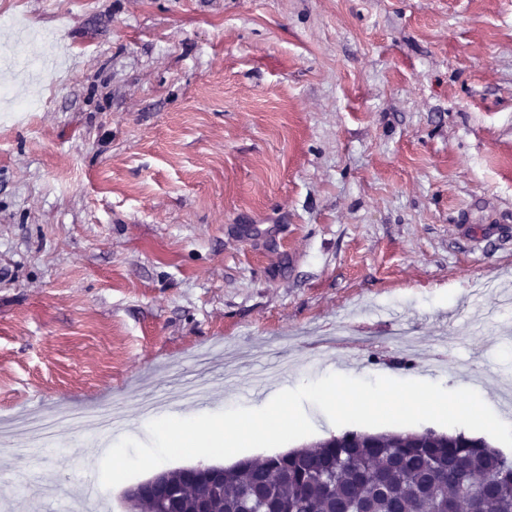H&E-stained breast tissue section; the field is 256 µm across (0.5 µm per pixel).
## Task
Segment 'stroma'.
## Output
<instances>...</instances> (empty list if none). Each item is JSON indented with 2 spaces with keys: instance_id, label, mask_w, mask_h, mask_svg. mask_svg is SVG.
I'll use <instances>...</instances> for the list:
<instances>
[{
  "instance_id": "obj_1",
  "label": "stroma",
  "mask_w": 512,
  "mask_h": 512,
  "mask_svg": "<svg viewBox=\"0 0 512 512\" xmlns=\"http://www.w3.org/2000/svg\"><path fill=\"white\" fill-rule=\"evenodd\" d=\"M0 428L336 371L512 420V0H0ZM32 102L36 111L17 110ZM98 438L0 437L17 512Z\"/></svg>"
}]
</instances>
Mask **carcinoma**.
Segmentation results:
<instances>
[{
  "mask_svg": "<svg viewBox=\"0 0 512 512\" xmlns=\"http://www.w3.org/2000/svg\"><path fill=\"white\" fill-rule=\"evenodd\" d=\"M257 512L266 494L280 512H512V456L462 431H345L314 447L242 459L211 490L159 498L149 512Z\"/></svg>",
  "mask_w": 512,
  "mask_h": 512,
  "instance_id": "obj_1",
  "label": "carcinoma"
}]
</instances>
